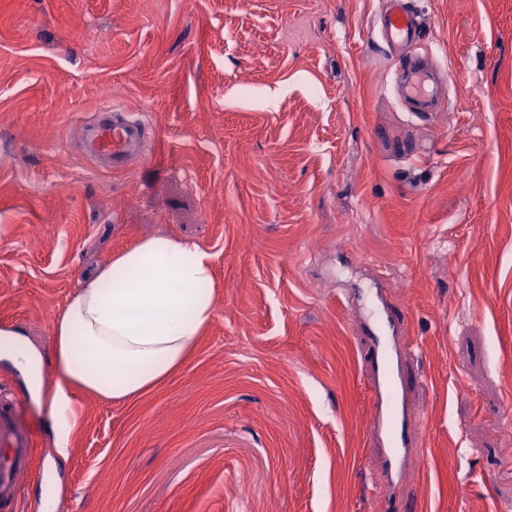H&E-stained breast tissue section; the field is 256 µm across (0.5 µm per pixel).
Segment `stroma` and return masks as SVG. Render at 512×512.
<instances>
[{"label":"stroma","mask_w":512,"mask_h":512,"mask_svg":"<svg viewBox=\"0 0 512 512\" xmlns=\"http://www.w3.org/2000/svg\"><path fill=\"white\" fill-rule=\"evenodd\" d=\"M385 0H0V329L51 352L68 296L167 233L214 255L216 314L141 398L48 397L0 359L56 512H512V0H409L446 74L419 118L372 32ZM278 94L269 105L267 91ZM160 153L81 155L104 95ZM414 350L419 440L396 481L371 434L364 301Z\"/></svg>","instance_id":"stroma-1"}]
</instances>
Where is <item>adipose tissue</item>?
<instances>
[{
	"mask_svg": "<svg viewBox=\"0 0 512 512\" xmlns=\"http://www.w3.org/2000/svg\"><path fill=\"white\" fill-rule=\"evenodd\" d=\"M213 260L202 247L155 235L117 253L69 297L54 323L50 407L59 454L80 422L74 392L132 401L185 364L216 313ZM0 357L41 388L43 359L23 334L0 332Z\"/></svg>",
	"mask_w": 512,
	"mask_h": 512,
	"instance_id": "adipose-tissue-1",
	"label": "adipose tissue"
}]
</instances>
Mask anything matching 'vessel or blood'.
<instances>
[{
	"mask_svg": "<svg viewBox=\"0 0 512 512\" xmlns=\"http://www.w3.org/2000/svg\"><path fill=\"white\" fill-rule=\"evenodd\" d=\"M374 29L389 44L412 47L421 39L422 26L409 10L407 0H388L387 8L375 18ZM393 71L400 80L405 101L417 111L430 109L436 97L431 71L418 59L398 56ZM157 129L145 115L127 111L112 100L100 103L92 117L83 123L80 141L87 155L97 164L122 169L140 160ZM404 320L391 309L375 310L366 324L367 344L360 353L371 375L374 422L388 447L387 471L405 462L413 437L404 408L407 376L399 365L393 334ZM21 406L6 387L0 386V512H18L21 494L33 472V442L21 421Z\"/></svg>",
	"mask_w": 512,
	"mask_h": 512,
	"instance_id": "vessel-or-blood-1",
	"label": "vessel or blood"
}]
</instances>
